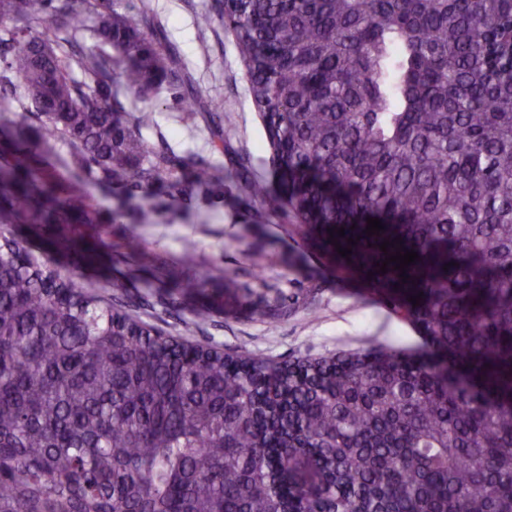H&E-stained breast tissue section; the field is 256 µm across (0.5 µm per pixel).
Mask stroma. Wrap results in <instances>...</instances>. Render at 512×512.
I'll return each instance as SVG.
<instances>
[{
  "label": "stroma",
  "mask_w": 512,
  "mask_h": 512,
  "mask_svg": "<svg viewBox=\"0 0 512 512\" xmlns=\"http://www.w3.org/2000/svg\"><path fill=\"white\" fill-rule=\"evenodd\" d=\"M165 43L176 52L191 79L190 87L121 96L126 111L147 110L154 123L142 130L150 150L169 148L204 156L213 181L223 192L181 195L170 184L149 193L116 186L73 184L64 161L69 144L52 141L43 167L55 181L75 185L100 211L88 225L90 239L112 250V259L88 271L87 283L109 300H120L142 320L181 338L182 323L199 307L209 321L193 343L240 352L276 362L330 357L388 345L408 353L430 350L426 337L393 311L385 294L366 272L336 266L306 228L293 224L287 209L240 188L244 180L265 184L286 197L266 139V129L248 93L246 68L225 25L220 0H155ZM210 11V27L196 16ZM199 105L189 108L188 97ZM141 240L140 252L127 254V237ZM193 252H186V242ZM192 271L207 280L202 295L172 293L174 282ZM283 305L277 329L256 319V302Z\"/></svg>",
  "instance_id": "1"
}]
</instances>
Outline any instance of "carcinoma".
I'll use <instances>...</instances> for the list:
<instances>
[{"mask_svg":"<svg viewBox=\"0 0 512 512\" xmlns=\"http://www.w3.org/2000/svg\"><path fill=\"white\" fill-rule=\"evenodd\" d=\"M84 2L0 0V112L19 114L0 132V512H512V0H224L288 186L273 204L372 269L418 254L379 280L431 356L291 368L174 340L15 233L70 249L95 223L36 171L48 141L27 130L109 187L187 166L149 152L153 113L119 101L187 80L144 31L154 0Z\"/></svg>","mask_w":512,"mask_h":512,"instance_id":"1","label":"carcinoma"}]
</instances>
